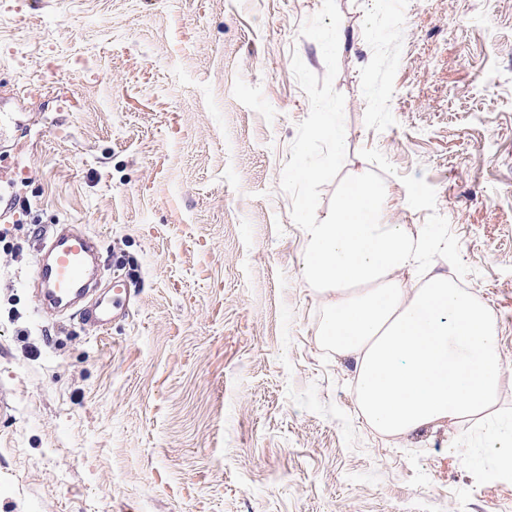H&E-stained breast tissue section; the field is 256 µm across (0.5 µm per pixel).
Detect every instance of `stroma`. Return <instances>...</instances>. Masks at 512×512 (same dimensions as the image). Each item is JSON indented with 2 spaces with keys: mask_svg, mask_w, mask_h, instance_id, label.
<instances>
[{
  "mask_svg": "<svg viewBox=\"0 0 512 512\" xmlns=\"http://www.w3.org/2000/svg\"><path fill=\"white\" fill-rule=\"evenodd\" d=\"M0 122V512H512L483 441L358 417L303 275L370 171L512 365V0H0ZM47 224L127 319L37 311Z\"/></svg>",
  "mask_w": 512,
  "mask_h": 512,
  "instance_id": "obj_1",
  "label": "stroma"
}]
</instances>
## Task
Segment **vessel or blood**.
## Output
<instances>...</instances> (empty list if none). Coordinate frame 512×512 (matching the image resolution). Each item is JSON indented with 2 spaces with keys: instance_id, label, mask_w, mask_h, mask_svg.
I'll return each mask as SVG.
<instances>
[{
  "instance_id": "vessel-or-blood-1",
  "label": "vessel or blood",
  "mask_w": 512,
  "mask_h": 512,
  "mask_svg": "<svg viewBox=\"0 0 512 512\" xmlns=\"http://www.w3.org/2000/svg\"><path fill=\"white\" fill-rule=\"evenodd\" d=\"M101 266L98 240L73 224L45 227L37 248L32 281L41 312L69 316L81 324L104 329L127 314L131 292L125 280L99 288L95 269Z\"/></svg>"
}]
</instances>
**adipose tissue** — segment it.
Returning a JSON list of instances; mask_svg holds the SVG:
<instances>
[{
  "mask_svg": "<svg viewBox=\"0 0 512 512\" xmlns=\"http://www.w3.org/2000/svg\"><path fill=\"white\" fill-rule=\"evenodd\" d=\"M384 204L375 179L360 174L320 223L303 227L304 276L325 300L318 334L355 360L357 414L391 438L469 423L499 459L512 460L497 320L434 270L440 243L384 219Z\"/></svg>",
  "mask_w": 512,
  "mask_h": 512,
  "instance_id": "1",
  "label": "adipose tissue"
}]
</instances>
